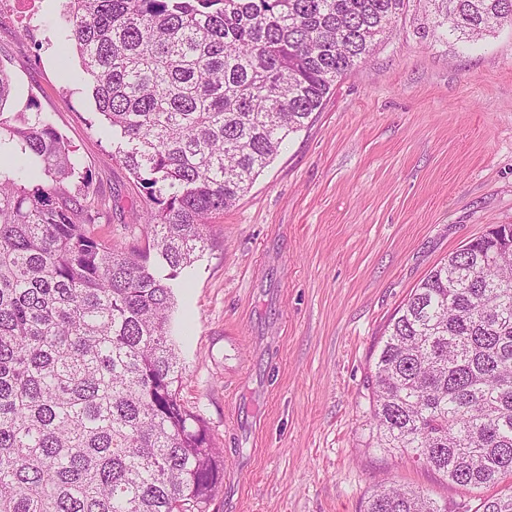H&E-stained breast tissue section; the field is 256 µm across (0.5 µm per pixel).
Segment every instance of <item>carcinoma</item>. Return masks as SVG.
Wrapping results in <instances>:
<instances>
[{
	"instance_id": "carcinoma-1",
	"label": "carcinoma",
	"mask_w": 512,
	"mask_h": 512,
	"mask_svg": "<svg viewBox=\"0 0 512 512\" xmlns=\"http://www.w3.org/2000/svg\"><path fill=\"white\" fill-rule=\"evenodd\" d=\"M68 43L114 158L151 207L145 246L107 230L75 148L9 112L0 69V512H208L223 451L180 398L171 280L366 58L406 0H67ZM431 31L473 39L512 0H425ZM373 443L476 489L512 475V224L454 252L382 337ZM482 512H512V492ZM363 512H448L379 486Z\"/></svg>"
}]
</instances>
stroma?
<instances>
[{
	"label": "stroma",
	"instance_id": "1",
	"mask_svg": "<svg viewBox=\"0 0 512 512\" xmlns=\"http://www.w3.org/2000/svg\"><path fill=\"white\" fill-rule=\"evenodd\" d=\"M65 0L0 15L10 109L35 101L106 196L138 190L98 129ZM491 224H512V27L432 37L417 0L207 228L171 332L181 397L224 451L209 512H362L373 488L476 512L484 490L373 447L369 384L411 290Z\"/></svg>",
	"mask_w": 512,
	"mask_h": 512
}]
</instances>
